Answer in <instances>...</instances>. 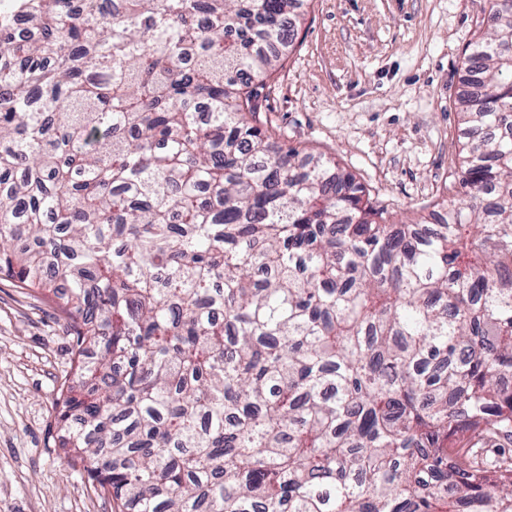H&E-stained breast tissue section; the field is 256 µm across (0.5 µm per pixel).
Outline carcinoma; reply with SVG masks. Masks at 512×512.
<instances>
[{
	"instance_id": "cac0c4a2",
	"label": "carcinoma",
	"mask_w": 512,
	"mask_h": 512,
	"mask_svg": "<svg viewBox=\"0 0 512 512\" xmlns=\"http://www.w3.org/2000/svg\"><path fill=\"white\" fill-rule=\"evenodd\" d=\"M296 9L0 0V273L64 289L70 462L113 512H512V0L433 224L256 124Z\"/></svg>"
}]
</instances>
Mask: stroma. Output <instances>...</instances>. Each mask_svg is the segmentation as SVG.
<instances>
[{"label": "stroma", "instance_id": "1", "mask_svg": "<svg viewBox=\"0 0 512 512\" xmlns=\"http://www.w3.org/2000/svg\"><path fill=\"white\" fill-rule=\"evenodd\" d=\"M489 0H300L298 35L261 91L284 146L336 158L397 220H428L466 133L463 52ZM73 356L61 302L0 275V512H111L68 466L52 403Z\"/></svg>", "mask_w": 512, "mask_h": 512}]
</instances>
